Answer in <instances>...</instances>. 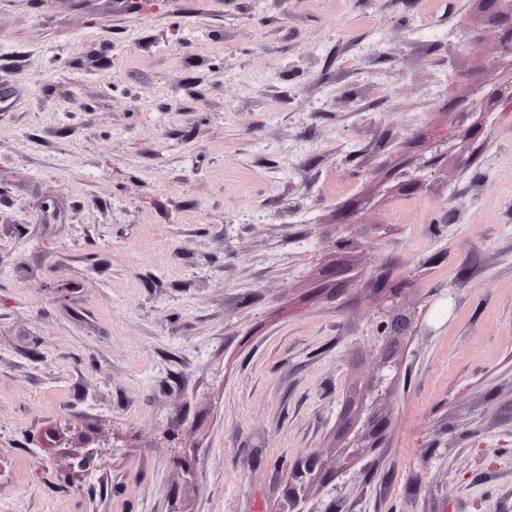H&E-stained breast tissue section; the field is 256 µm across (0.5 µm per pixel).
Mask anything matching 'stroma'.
I'll list each match as a JSON object with an SVG mask.
<instances>
[{"label": "stroma", "instance_id": "obj_1", "mask_svg": "<svg viewBox=\"0 0 512 512\" xmlns=\"http://www.w3.org/2000/svg\"><path fill=\"white\" fill-rule=\"evenodd\" d=\"M129 2L0 0V512H512V0ZM401 368L400 360L387 358L382 355L376 371L368 382L369 390L375 397L369 404L362 400L353 402L350 416L349 428L340 434L343 451L348 458H353L362 453L364 448H377L382 439L386 420L378 408L384 407V400L391 393L392 385L397 373ZM371 436L370 445H364L363 441L367 435ZM293 474L300 488L310 485L315 478L320 477L323 481L331 480L335 477V472L328 473L323 470V463L318 453H310L294 468Z\"/></svg>", "mask_w": 512, "mask_h": 512}]
</instances>
